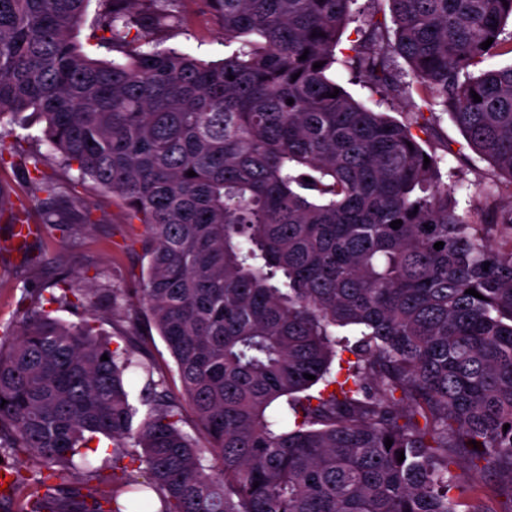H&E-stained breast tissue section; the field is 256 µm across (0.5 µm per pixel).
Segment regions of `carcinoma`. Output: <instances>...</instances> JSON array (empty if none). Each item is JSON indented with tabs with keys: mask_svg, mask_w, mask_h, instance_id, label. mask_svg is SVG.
I'll return each instance as SVG.
<instances>
[{
	"mask_svg": "<svg viewBox=\"0 0 512 512\" xmlns=\"http://www.w3.org/2000/svg\"><path fill=\"white\" fill-rule=\"evenodd\" d=\"M88 2L0 0V118H35L61 166L144 224L136 300L182 400L135 359L137 337L113 349L94 319L65 323L37 296L0 336V500L19 512H458L456 448L512 487V66L468 73L512 54L499 39L512 0H388L391 19L371 14L347 60L388 101L411 96L390 64L403 58L421 130L441 108L507 176L486 192V224L456 212L443 157L412 123L330 77L355 0H206L224 29L219 61L149 37L181 22L176 0H101L99 44L118 56L94 58L73 37ZM45 164L0 136V167L22 171L43 228L66 235L89 212ZM58 285L49 302L72 305L80 289ZM132 366L147 375L137 403ZM183 401L201 445L179 426ZM275 403L286 417L268 413ZM104 439L110 478L88 459ZM25 457L47 474L25 475Z\"/></svg>",
	"mask_w": 512,
	"mask_h": 512,
	"instance_id": "carcinoma-1",
	"label": "carcinoma"
}]
</instances>
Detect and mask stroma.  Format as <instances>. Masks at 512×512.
Here are the masks:
<instances>
[{
    "label": "stroma",
    "instance_id": "stroma-1",
    "mask_svg": "<svg viewBox=\"0 0 512 512\" xmlns=\"http://www.w3.org/2000/svg\"><path fill=\"white\" fill-rule=\"evenodd\" d=\"M175 9L182 18L181 23L156 31V38L165 45L199 53L209 60L223 58L224 34L204 0H178ZM336 76L358 101L399 121L412 120V100H380L368 88L351 80L349 72L341 67L337 68ZM431 140L437 147V155L444 158L443 182L457 188V212L470 223H485V185L494 177L491 165L470 148L448 113H438ZM80 192L91 212L90 223L77 224L72 236L57 234L43 238L39 265H30L23 255L0 247V271L9 278L8 283L0 285V330L17 328L22 312L30 304V291L36 288L54 291L56 280L64 273L76 287L84 290L110 288L129 293L138 287L141 273L147 266L142 249L143 225L130 221L119 202L95 190L91 183H82ZM90 314L112 346H124L129 333L142 335V354L155 361L157 375L164 379L169 390L180 393L174 360L156 330L145 320L129 321L123 310L109 309L97 299L86 296L74 307L57 310L55 316L75 323ZM451 469L463 485V502H471L478 496L494 512H501L512 500V485L506 479L474 472L470 463L458 456L454 457Z\"/></svg>",
    "mask_w": 512,
    "mask_h": 512
}]
</instances>
